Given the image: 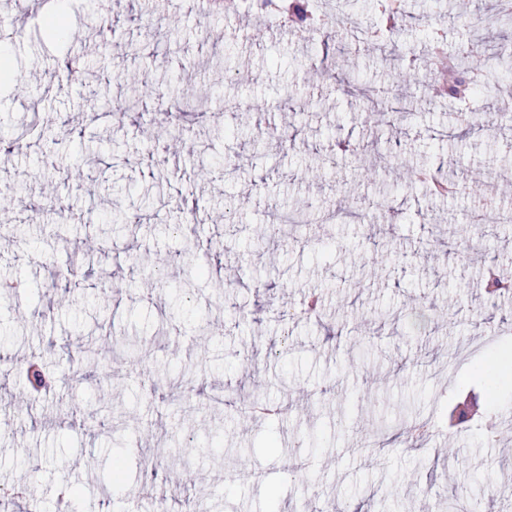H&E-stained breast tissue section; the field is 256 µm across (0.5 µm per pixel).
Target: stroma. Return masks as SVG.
I'll return each instance as SVG.
<instances>
[{
    "mask_svg": "<svg viewBox=\"0 0 512 512\" xmlns=\"http://www.w3.org/2000/svg\"><path fill=\"white\" fill-rule=\"evenodd\" d=\"M321 2L328 26L281 42L248 5L200 19L169 0L148 28L142 0H47L71 20L58 36L0 13L18 76L0 85V141L24 146L0 156V281L22 283L0 290V414L23 421L0 432V493L37 494L44 512L67 484L82 490L72 512H266L272 488L282 512H512V449L481 419H512V386L491 401L470 375L512 350V291L483 286L512 279V232H464L474 209L512 205V121L497 116L512 74L472 100L471 130L424 65L428 35L454 56L480 19L489 51L512 57V20L497 0H402L392 39L365 41L383 25L365 0ZM162 96L207 115L152 116ZM418 164L453 192L409 180ZM60 198L93 223L35 219ZM192 198L186 250L174 231ZM489 323L495 343L473 349ZM33 359L49 391L28 401ZM467 400L476 417L450 425ZM257 402L288 410L255 416ZM403 409L430 440L406 445ZM299 445L309 466L292 477Z\"/></svg>",
    "mask_w": 512,
    "mask_h": 512,
    "instance_id": "35a3bbf8",
    "label": "stroma"
}]
</instances>
